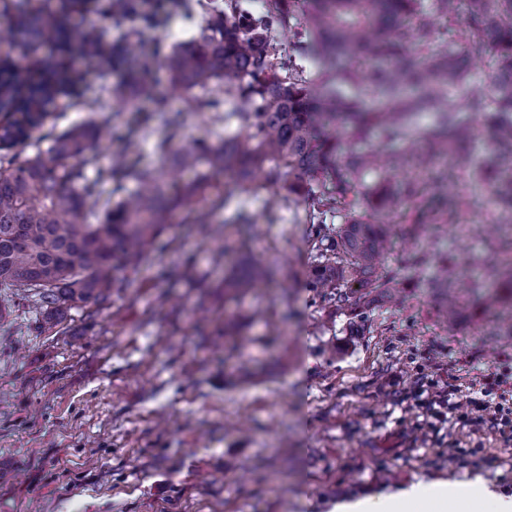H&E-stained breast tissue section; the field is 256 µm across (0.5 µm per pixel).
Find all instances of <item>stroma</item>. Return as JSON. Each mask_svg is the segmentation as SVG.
Returning <instances> with one entry per match:
<instances>
[{"label":"stroma","instance_id":"1","mask_svg":"<svg viewBox=\"0 0 512 512\" xmlns=\"http://www.w3.org/2000/svg\"><path fill=\"white\" fill-rule=\"evenodd\" d=\"M198 24L176 15L140 39L164 55ZM60 110L62 128L111 115L139 138L142 168L158 164L166 111H183L189 139L217 143L239 129L188 111L161 71L142 78L133 107L64 98ZM463 118L467 170L448 191L467 205L424 245L465 271L471 255L501 265L512 254L488 249L497 199L467 175L494 165L495 134ZM242 209L256 224L249 248L279 270L262 290L225 299L213 242L178 211L149 263L96 315L77 306L40 334L35 308L0 313V512H338L418 482H479L512 499V438L471 418L436 423L430 405L450 386L466 406L492 373L512 382V334L474 298L443 322L422 286L432 268L413 270L400 252L389 260L404 284L397 302L334 311L306 285L305 204L233 192L214 228L236 258ZM187 261L195 280L178 274ZM228 315L239 330H225Z\"/></svg>","mask_w":512,"mask_h":512}]
</instances>
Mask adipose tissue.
<instances>
[{"label": "adipose tissue", "mask_w": 512, "mask_h": 512, "mask_svg": "<svg viewBox=\"0 0 512 512\" xmlns=\"http://www.w3.org/2000/svg\"><path fill=\"white\" fill-rule=\"evenodd\" d=\"M485 493V488L476 485L466 495L454 487L435 490L417 484L377 501L364 500L344 505L342 512H440L441 506L450 499L456 502L460 512H467L469 495L482 496Z\"/></svg>", "instance_id": "adipose-tissue-1"}]
</instances>
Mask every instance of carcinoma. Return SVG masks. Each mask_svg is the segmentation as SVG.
<instances>
[{
  "mask_svg": "<svg viewBox=\"0 0 512 512\" xmlns=\"http://www.w3.org/2000/svg\"><path fill=\"white\" fill-rule=\"evenodd\" d=\"M194 6V0H168L165 7L81 0L73 24L34 11L30 0H3L0 41L26 56L52 45L94 60L103 56L112 28L138 36L166 27L173 14L193 15ZM277 32L298 53L312 50L319 61L315 81L304 77L296 57L279 56ZM488 52L490 89L471 83L457 63L462 53ZM106 62L127 80L101 92L124 105L133 104L138 74L163 70L190 93L196 111L235 118L242 131L220 144L194 139L177 146L183 113H168L167 135L155 145L161 166L154 169L129 162L139 150L131 134L116 136L120 147L103 160L96 143L112 133L110 114L52 129L32 143V133L56 119L58 99L84 96L83 76L48 64L43 80L27 85L13 59H0V288L12 290L14 303L33 304L44 331L77 303H109L112 289L125 285L121 273L148 261L172 212L186 210L189 224L213 223L230 196L216 182L221 176L241 193L279 189L307 203L309 282L341 310L354 283L358 307L375 295L397 298V277L385 266L395 245L393 218L409 225L412 243L434 224L456 222L464 201L428 214L420 187L399 174L414 160L427 164L463 154L472 130L460 113L476 112L496 130L497 153L512 174V0H431L428 6L422 0H266L259 13L224 0L183 48L160 58L126 37ZM212 80L228 88H212ZM226 93L235 100L228 113ZM419 112L434 113V122L415 127ZM376 133L403 139L407 147L384 156L364 146ZM168 162L196 169L195 183L166 182ZM260 170L266 182L249 183ZM478 177L512 210V180L504 187L488 168ZM130 182L136 189L128 194ZM107 184L112 190L105 196ZM329 213L340 215L342 224H327ZM275 276L270 264L250 254L224 274V295L240 296ZM425 287L440 299L448 323L461 314L463 288L494 317L512 320V307L504 306V293L512 294V264L485 287L464 284L445 258Z\"/></svg>",
  "mask_w": 512,
  "mask_h": 512,
  "instance_id": "carcinoma-1",
  "label": "carcinoma"
}]
</instances>
